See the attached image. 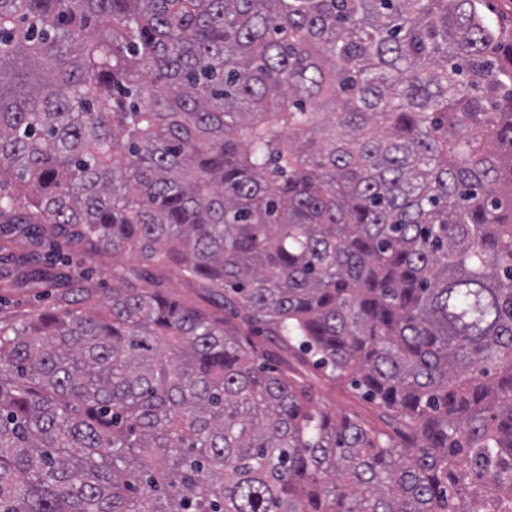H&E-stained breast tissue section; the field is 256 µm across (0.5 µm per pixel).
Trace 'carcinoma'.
<instances>
[{
    "label": "carcinoma",
    "instance_id": "1",
    "mask_svg": "<svg viewBox=\"0 0 512 512\" xmlns=\"http://www.w3.org/2000/svg\"><path fill=\"white\" fill-rule=\"evenodd\" d=\"M0 225L159 272L0 321V512H512V0H0ZM164 287L173 296L179 297L188 304L198 305L203 303L200 299L198 288H189L175 273L168 272L164 278ZM319 403L329 413L340 415L342 413L356 414L359 417L372 421L375 413L369 404L353 399L338 387L330 386L324 381L317 384Z\"/></svg>",
    "mask_w": 512,
    "mask_h": 512
}]
</instances>
